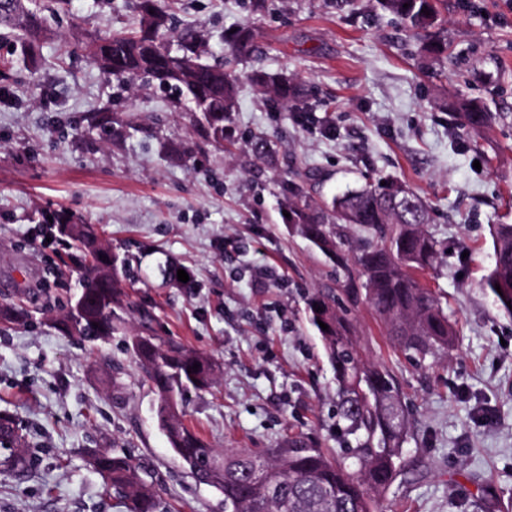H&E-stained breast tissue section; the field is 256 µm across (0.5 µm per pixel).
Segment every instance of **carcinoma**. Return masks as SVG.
<instances>
[{"instance_id": "cac0c4a2", "label": "carcinoma", "mask_w": 512, "mask_h": 512, "mask_svg": "<svg viewBox=\"0 0 512 512\" xmlns=\"http://www.w3.org/2000/svg\"><path fill=\"white\" fill-rule=\"evenodd\" d=\"M172 2L132 0L138 27L93 41L91 58L119 81L150 78L176 91L200 114L205 137L227 149L235 143L232 115L241 76L229 61H204L200 35L173 31ZM377 2L410 36L424 35L423 52L433 57L448 52L442 36L447 0ZM423 9L430 14L421 13ZM0 29L15 34L24 46L33 45L46 33V18L37 0H5L0 4ZM173 38L175 49L170 47ZM229 48L235 57L251 55L250 31H237ZM247 79L283 104L299 102L305 94L297 83L262 70L252 71ZM461 118L465 126L479 132L491 124L493 115L467 103ZM383 181L349 187L318 203L309 190L294 183L288 223L338 265L357 267L363 282L348 279L347 294L364 289L388 335L404 351L421 360L446 354L454 346V327L440 300L412 274L435 267L439 258L437 241L422 229L429 220L427 207L407 185L389 178ZM345 225L368 233L353 252L346 249ZM493 249L494 264L482 287L512 315V224L494 225ZM123 295L115 277L89 290L82 337L105 340L112 336V306ZM317 305L322 311H315ZM306 312L334 371L336 426L344 436L350 463L332 461L327 449L303 440L271 448L263 456L245 448L223 452L209 447L184 425L178 395L189 386L199 390L212 386V360L175 345L158 344L150 335L135 336L132 349L156 396L158 425L173 452L198 480L224 495V506L231 507V512H383L380 498L403 471L409 429L398 383L388 370L362 359L351 319L334 296L319 291L308 295ZM322 322L328 330H322ZM196 363L198 371L188 372ZM90 465L124 499L127 512H160L158 490L132 459L93 453Z\"/></svg>"}]
</instances>
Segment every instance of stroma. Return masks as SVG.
I'll return each mask as SVG.
<instances>
[{
    "label": "stroma",
    "instance_id": "35a3bbf8",
    "mask_svg": "<svg viewBox=\"0 0 512 512\" xmlns=\"http://www.w3.org/2000/svg\"><path fill=\"white\" fill-rule=\"evenodd\" d=\"M176 29L228 55L231 29L253 34L242 73L288 76L301 106L274 104L242 83L231 152L201 138L189 101L139 80L107 77L92 41L135 24L129 0H64L46 12L39 52L0 33V412L20 424L27 472L0 468V512H126L89 464L126 454L150 471L172 512H224L170 448L131 344L150 334L208 354L207 390L181 396L185 425L210 446L260 455L309 437L342 457L336 383L305 298L332 291L364 360L398 379L411 423L408 469L386 512H512V316L481 283L492 230L512 224V0H448V57H425L376 0H176ZM493 112L481 133L454 116L459 100ZM276 142L257 153L252 137ZM393 177L426 202L442 251L417 279L440 296L456 331L449 354L418 361L396 347L346 269L290 230L288 182L331 197L363 177ZM98 229L119 258L126 297L111 339L63 335L80 290L57 268L45 214ZM188 282H180L178 270Z\"/></svg>",
    "mask_w": 512,
    "mask_h": 512
}]
</instances>
